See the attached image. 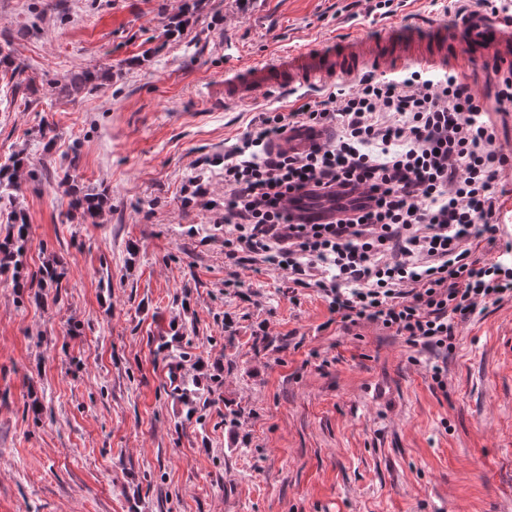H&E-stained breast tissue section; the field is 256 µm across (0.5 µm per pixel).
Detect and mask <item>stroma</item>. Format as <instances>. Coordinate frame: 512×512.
I'll use <instances>...</instances> for the list:
<instances>
[{
	"label": "stroma",
	"mask_w": 512,
	"mask_h": 512,
	"mask_svg": "<svg viewBox=\"0 0 512 512\" xmlns=\"http://www.w3.org/2000/svg\"><path fill=\"white\" fill-rule=\"evenodd\" d=\"M185 2L0 0V50L27 79L12 96L0 71L24 260L66 264L40 306L0 279V512H512V301L460 330L443 392L432 355L328 325L320 295L278 271L224 285V147L255 112L292 107L225 103V65L438 25L433 0L387 17ZM67 171L108 190L98 223L70 211Z\"/></svg>",
	"instance_id": "obj_1"
}]
</instances>
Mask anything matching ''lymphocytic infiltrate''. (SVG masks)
<instances>
[{"label": "lymphocytic infiltrate", "mask_w": 512, "mask_h": 512, "mask_svg": "<svg viewBox=\"0 0 512 512\" xmlns=\"http://www.w3.org/2000/svg\"><path fill=\"white\" fill-rule=\"evenodd\" d=\"M512 113V78L492 101L456 69L367 71L322 99L255 113L224 153V263L245 259L314 289L344 330L366 323L414 351L445 353L459 328L512 300V235L498 222L512 147L495 117ZM335 137L305 153L272 151L295 125ZM336 198L327 224L294 220L295 197Z\"/></svg>", "instance_id": "obj_1"}]
</instances>
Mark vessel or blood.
I'll list each match as a JSON object with an SVG mask.
<instances>
[{
    "label": "vessel or blood",
    "mask_w": 512,
    "mask_h": 512,
    "mask_svg": "<svg viewBox=\"0 0 512 512\" xmlns=\"http://www.w3.org/2000/svg\"><path fill=\"white\" fill-rule=\"evenodd\" d=\"M453 42L461 44L470 59L490 61L504 74L512 72V25L490 13L471 10L446 27H413L371 41L344 37L250 67L229 65L224 73V99L238 103L259 95L278 99L304 88H321L336 79L353 77L366 65L381 60L394 71L407 63L444 69L459 62L449 48ZM329 135V130L321 126H296L275 141L274 147L303 153L325 142Z\"/></svg>",
    "instance_id": "obj_1"
}]
</instances>
